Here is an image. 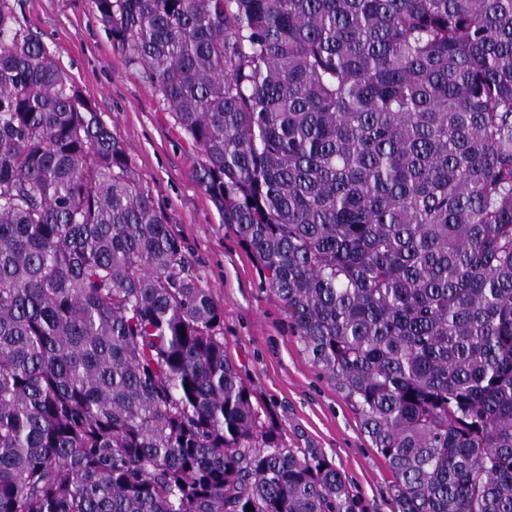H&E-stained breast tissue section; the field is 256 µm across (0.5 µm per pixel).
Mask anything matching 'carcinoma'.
Returning a JSON list of instances; mask_svg holds the SVG:
<instances>
[{
    "label": "carcinoma",
    "mask_w": 512,
    "mask_h": 512,
    "mask_svg": "<svg viewBox=\"0 0 512 512\" xmlns=\"http://www.w3.org/2000/svg\"><path fill=\"white\" fill-rule=\"evenodd\" d=\"M399 512H512V0H93ZM0 512H357L224 349L126 147L0 0Z\"/></svg>",
    "instance_id": "1"
}]
</instances>
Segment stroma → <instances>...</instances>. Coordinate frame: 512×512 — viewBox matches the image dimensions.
Segmentation results:
<instances>
[{
	"label": "stroma",
	"instance_id": "35a3bbf8",
	"mask_svg": "<svg viewBox=\"0 0 512 512\" xmlns=\"http://www.w3.org/2000/svg\"><path fill=\"white\" fill-rule=\"evenodd\" d=\"M17 26L38 38L122 141L142 188L184 241L224 311V344L245 382L300 447L321 449L345 475L359 512H398L394 479L357 411L311 362L263 268L224 222L194 145L173 127L153 85L113 42L92 0H11Z\"/></svg>",
	"mask_w": 512,
	"mask_h": 512
}]
</instances>
